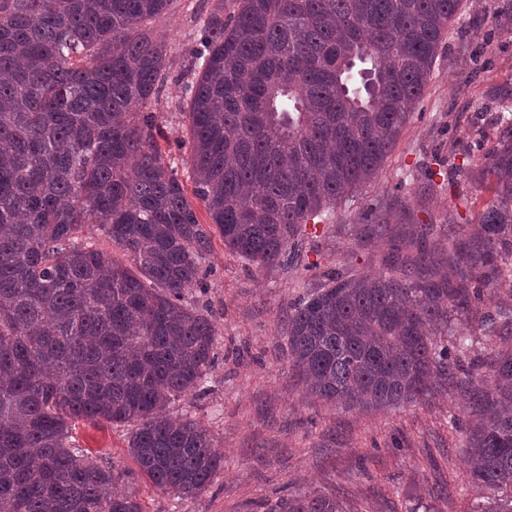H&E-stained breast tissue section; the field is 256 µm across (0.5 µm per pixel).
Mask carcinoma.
Wrapping results in <instances>:
<instances>
[{
	"mask_svg": "<svg viewBox=\"0 0 512 512\" xmlns=\"http://www.w3.org/2000/svg\"><path fill=\"white\" fill-rule=\"evenodd\" d=\"M189 50L193 195L224 245L258 266L301 262L307 226L375 179L423 96L461 0H234ZM177 0H0V512H143L111 463L72 443L79 420L135 423L129 448L159 490L198 495L224 464L208 429L166 414L215 363L202 286L211 235L165 161L151 102L171 59L151 25ZM490 199L391 243L374 278L328 270L288 313L304 392L345 410L469 396L471 512H512V349L487 384L448 339L486 336L484 294L512 297V132L474 161ZM105 231L131 265L75 242ZM371 230L392 232L375 207ZM269 512H346L317 490Z\"/></svg>",
	"mask_w": 512,
	"mask_h": 512,
	"instance_id": "cac0c4a2",
	"label": "carcinoma"
}]
</instances>
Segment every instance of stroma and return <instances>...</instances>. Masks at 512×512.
Wrapping results in <instances>:
<instances>
[{"label": "stroma", "instance_id": "stroma-1", "mask_svg": "<svg viewBox=\"0 0 512 512\" xmlns=\"http://www.w3.org/2000/svg\"><path fill=\"white\" fill-rule=\"evenodd\" d=\"M232 12V0H178L152 26L173 60L153 107L167 161H188L183 143L189 121L175 105L190 81V37L201 18ZM512 119V0H463L443 40L423 97L378 177L363 187L336 220L311 230L303 250L321 268L379 272L391 242L371 234L363 218L375 202L393 205V234L412 237L418 225L442 229L449 214L472 217L487 199L481 184L458 176L457 190L442 178L427 180L434 158H474L497 147ZM408 206L412 222L401 220ZM203 262L206 303L217 329V360L205 391L179 397L168 411L206 427L223 468L199 495L179 498L155 488L128 449L132 424L76 422L72 434L89 454L107 459L123 479L118 491L134 494L144 512H267L277 499L312 490L342 497L351 512H468V421L463 394L438 390L403 407L359 413L305 398L288 361L287 310L311 283L302 268L263 269L225 248L212 232Z\"/></svg>", "mask_w": 512, "mask_h": 512}]
</instances>
